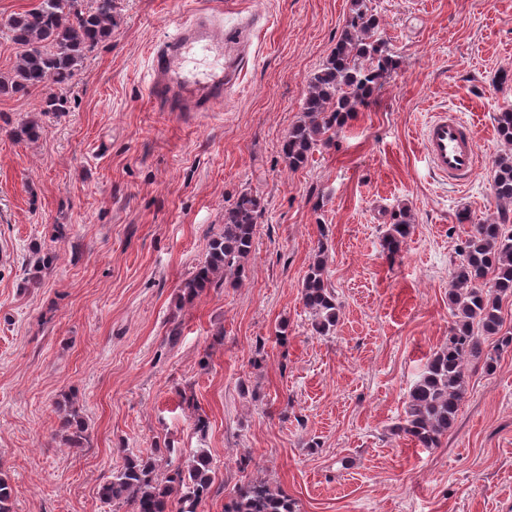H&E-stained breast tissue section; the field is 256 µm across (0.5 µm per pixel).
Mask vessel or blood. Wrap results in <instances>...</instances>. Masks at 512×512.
Listing matches in <instances>:
<instances>
[{
    "mask_svg": "<svg viewBox=\"0 0 512 512\" xmlns=\"http://www.w3.org/2000/svg\"><path fill=\"white\" fill-rule=\"evenodd\" d=\"M210 15L198 13L153 51L154 102L171 112H204L223 101L224 86L238 68L237 55L211 36ZM430 167L449 182L459 183L477 170L479 148L469 124L440 114L423 133Z\"/></svg>",
    "mask_w": 512,
    "mask_h": 512,
    "instance_id": "1",
    "label": "vessel or blood"
}]
</instances>
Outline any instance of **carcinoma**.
Returning a JSON list of instances; mask_svg holds the SVG:
<instances>
[{
    "label": "carcinoma",
    "mask_w": 512,
    "mask_h": 512,
    "mask_svg": "<svg viewBox=\"0 0 512 512\" xmlns=\"http://www.w3.org/2000/svg\"><path fill=\"white\" fill-rule=\"evenodd\" d=\"M114 0H39L32 9L9 17L6 28L16 46L12 69L0 73V94H44L41 112H66L68 99L59 90L71 85L86 53L112 38ZM380 19L368 0H351V9L334 50L307 79L302 118L282 145L288 167L304 166L320 146L334 143L358 110L385 84L399 66L389 43L378 36ZM502 142L512 146V110L494 117ZM42 126L24 121L16 135L35 140ZM492 189L500 206L494 221L472 225L457 248L448 305L453 320L448 341L428 359L424 372L411 387L404 417L394 431L421 448H436L457 418L466 387V365L483 359L492 372L501 352L512 348V327L505 325L501 301L512 296V156L495 159ZM264 210L260 196L244 191L224 209V226L209 243L200 263L180 288L179 302L193 301L207 288L241 283L258 219ZM413 230L408 209L400 208L383 236L387 255L394 257ZM323 243H318L300 287L301 300L312 316L316 334L328 336L339 321L340 305L328 283ZM493 338L492 349L482 350L480 337ZM60 430L68 447L82 448L89 440L84 419L73 399L57 406ZM176 449L166 445L146 456L128 457L99 487L100 497L130 512H197L212 491L214 471L206 451L199 449L186 465H173ZM224 512H297L294 499L264 480L240 486L224 505Z\"/></svg>",
    "instance_id": "carcinoma-1"
}]
</instances>
